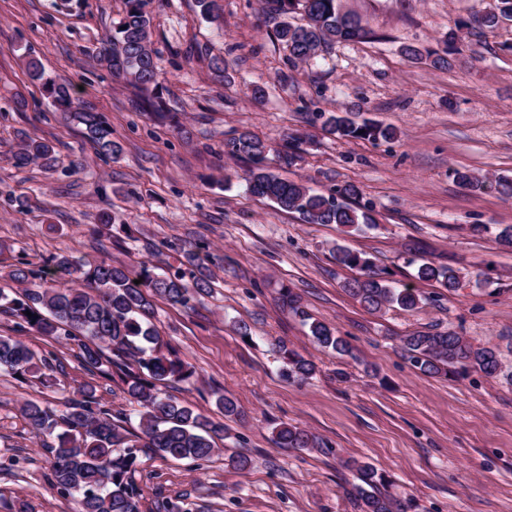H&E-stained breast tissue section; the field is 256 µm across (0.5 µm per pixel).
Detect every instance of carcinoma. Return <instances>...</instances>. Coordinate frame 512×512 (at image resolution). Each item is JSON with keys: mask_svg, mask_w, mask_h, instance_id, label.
Returning <instances> with one entry per match:
<instances>
[{"mask_svg": "<svg viewBox=\"0 0 512 512\" xmlns=\"http://www.w3.org/2000/svg\"><path fill=\"white\" fill-rule=\"evenodd\" d=\"M125 15L112 37L100 47L98 60L112 74L126 78L140 90L158 84L160 66L150 47L151 15L147 0H124ZM202 16L218 22L221 0H197ZM495 7L472 18L474 27L492 32L505 20H512V0H494ZM273 32L294 62H306L336 42L364 40L370 31L359 17L342 10L339 0H258ZM301 16L303 23L294 21ZM414 60H430L436 68L451 66L453 50L404 48ZM31 76L44 80L43 88L58 110L84 126V135L95 151L116 157L121 145L112 139V129L97 114L85 109L69 78L43 79L39 63L30 59ZM328 130L341 137L363 140H392L396 131L378 123H355L342 112H330L325 120ZM227 153L250 162L247 190L255 197L269 200L286 212L299 214L307 224H336L341 227L372 226L368 213L350 200L361 195L355 184H346L336 194L326 196L305 184L274 174L267 165L269 144L249 131L231 138ZM43 160L54 161V147L43 141L20 144L14 154L18 165ZM195 268L191 280L182 275L168 276L149 262L136 266L114 265L105 259L90 260L76 256H53L45 267L34 269L21 262L10 272L17 287L0 288V314L10 318L16 331L34 330L57 342L74 343L80 350V362L91 375L110 383L124 385L130 402L138 410L140 433L117 447L121 441L117 418L98 395V386L80 385L58 410L26 401L21 413L34 433L50 437L45 445L51 454L47 475L50 486L62 497H72L78 512H143V493L133 476L150 453L175 460L205 461L217 451L216 439L223 437L224 426L194 411L163 388L188 380L193 371L178 357L162 353L164 342L152 322L154 300L187 306L209 295L213 277L199 252L184 253ZM336 261L361 271L347 282L346 291L365 309L380 312L397 305L404 310L418 308L419 295L406 285L398 286L374 270L362 253L346 247L336 248ZM416 277L435 281L453 292L459 275L447 266L424 260ZM142 283H137V280ZM46 287H33L35 281ZM31 315H26V312ZM310 338L322 348L347 355V343L324 323H309ZM410 361L431 376L453 375L474 369L490 378L512 381L498 353L492 347L475 346L454 332L414 334L403 338ZM285 373L290 379L304 381L315 371L313 362L281 346ZM54 355H39L16 336L0 335V372L24 377L40 374L43 386L53 388L56 379L49 374ZM276 443L281 448H312L315 438L297 426L282 423L275 427ZM361 484L355 498L360 512H394V502L376 492L384 476L369 465L358 466Z\"/></svg>", "mask_w": 512, "mask_h": 512, "instance_id": "obj_1", "label": "carcinoma"}]
</instances>
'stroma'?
I'll return each instance as SVG.
<instances>
[{
    "instance_id": "35a3bbf8",
    "label": "stroma",
    "mask_w": 512,
    "mask_h": 512,
    "mask_svg": "<svg viewBox=\"0 0 512 512\" xmlns=\"http://www.w3.org/2000/svg\"><path fill=\"white\" fill-rule=\"evenodd\" d=\"M492 0H341L371 31L302 63L273 36L257 0H224L221 24L195 0H150L152 47L163 74L155 90L167 107L141 109L139 92L100 65L98 50L119 23L124 0H0V288L18 262L39 268L53 256L109 257L178 270L185 250L206 245L214 289L189 310L156 301L153 322L191 367L174 394L219 418L216 393L233 396L240 416L224 420L218 452L205 462L144 458L136 481L146 512L177 502L184 512H360L356 464L382 472L383 495L402 512H512V383L471 370L448 377L420 372L404 336L454 332L495 347L512 367V22L494 32L456 30ZM457 31L448 69L401 52L440 49ZM69 77L79 97L112 128L118 157L98 154L82 125L57 112L25 61ZM225 61L215 81L210 57ZM261 86L264 95L254 98ZM394 126L390 142L341 139L324 128L328 112ZM249 130L268 141L280 177L327 194L360 187L356 203L374 228L361 232L308 224L250 195L249 165L224 144ZM56 148V162L16 166L24 138ZM479 184L461 186L457 171ZM111 214L112 228L101 226ZM482 232H474V225ZM345 245L376 270L415 289L419 309L372 313L345 290L355 269L337 265ZM462 275L456 293L415 277L421 259ZM303 312L283 304V289ZM335 328L347 356L309 338L304 316ZM246 323L249 337L235 323ZM20 335L64 367L57 390L39 379L0 374V497H23L30 512H75L47 480L49 455L20 407L59 405L91 376L77 346H59L0 317V335ZM312 360L310 379L289 380L279 345ZM221 418V417H220ZM312 433L315 448H281L274 428ZM250 456L249 469L228 464Z\"/></svg>"
}]
</instances>
